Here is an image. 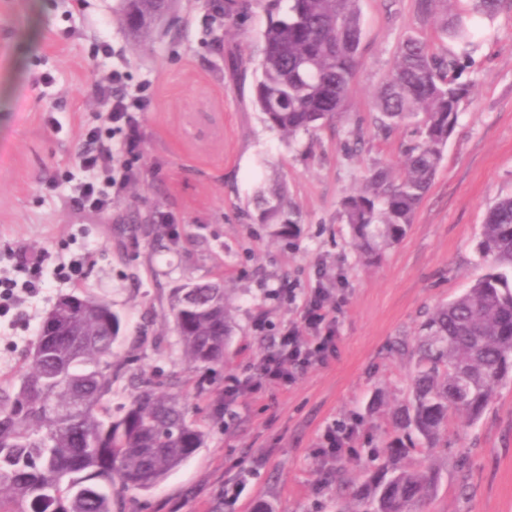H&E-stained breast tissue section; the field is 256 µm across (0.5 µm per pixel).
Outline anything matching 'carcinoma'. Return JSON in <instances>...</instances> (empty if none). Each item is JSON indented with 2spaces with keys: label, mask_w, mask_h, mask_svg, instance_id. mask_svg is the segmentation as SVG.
I'll return each instance as SVG.
<instances>
[{
  "label": "carcinoma",
  "mask_w": 512,
  "mask_h": 512,
  "mask_svg": "<svg viewBox=\"0 0 512 512\" xmlns=\"http://www.w3.org/2000/svg\"><path fill=\"white\" fill-rule=\"evenodd\" d=\"M422 21L440 40L474 49L486 25L512 0H418ZM155 0H121V16L145 18ZM254 104L264 122L290 138L331 123L346 111L361 41L358 0H273ZM460 57L411 36L378 88L377 127L413 123L416 139L400 165L371 168L341 201L352 246L377 263L412 224L442 160L471 86ZM262 220L284 241L298 236L283 198L263 199ZM478 251L491 271L425 315L408 357L407 400L391 415L386 463L337 496V512H423L439 487L434 458L449 424H473L512 373V196L497 200L480 229ZM171 311L185 362L224 358L231 333L224 289L197 283L199 305ZM121 316L92 295L60 296L44 316L18 383L0 394V512H123L125 495L148 491L205 446L208 433L173 396L139 377V390L112 415L113 347Z\"/></svg>",
  "instance_id": "carcinoma-1"
}]
</instances>
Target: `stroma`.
Instances as JSON below:
<instances>
[{
	"label": "stroma",
	"mask_w": 512,
	"mask_h": 512,
	"mask_svg": "<svg viewBox=\"0 0 512 512\" xmlns=\"http://www.w3.org/2000/svg\"><path fill=\"white\" fill-rule=\"evenodd\" d=\"M214 0H174L151 31L129 36L118 0H0V278L28 280L14 253L47 252L43 288L16 289L0 307V392L26 370L42 318L60 295L109 301L123 319L116 363L161 380L201 406L204 448L125 512H336L339 484H358L384 463L376 447L390 409L409 390L394 348L424 312L490 269L477 249L489 207L512 195V10L486 29L473 88L430 190L406 236L364 266L340 203L374 164H397L411 129L378 130L374 96L411 34L442 43L418 19V0H360L362 39L348 107L316 132L287 138L254 105L269 0L244 16L213 19ZM126 71L148 106L139 113L141 157L110 211L78 204L89 179L76 154L103 119L94 83ZM284 195L301 226L294 243L273 238L258 196ZM169 228L163 243L156 230ZM77 266L63 280L56 266ZM220 282L231 309L224 359L187 366L170 311L182 284ZM323 286L344 299L338 351L293 383L237 405L224 421V377L264 351L265 337L297 319L276 287ZM357 421L356 451L322 460L313 449L331 423ZM448 462L431 512H512V380L481 420L448 431ZM247 473L234 507L224 484Z\"/></svg>",
	"instance_id": "obj_1"
}]
</instances>
